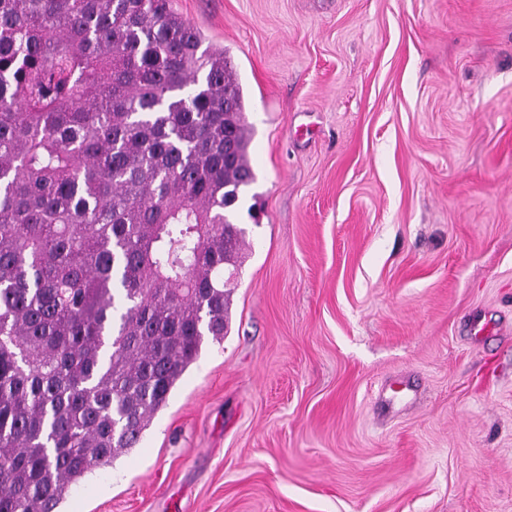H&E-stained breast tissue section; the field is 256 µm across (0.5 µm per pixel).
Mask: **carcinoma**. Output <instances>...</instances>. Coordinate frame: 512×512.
Here are the masks:
<instances>
[{
	"label": "carcinoma",
	"mask_w": 512,
	"mask_h": 512,
	"mask_svg": "<svg viewBox=\"0 0 512 512\" xmlns=\"http://www.w3.org/2000/svg\"><path fill=\"white\" fill-rule=\"evenodd\" d=\"M250 140L172 0H0V512H57L224 341Z\"/></svg>",
	"instance_id": "obj_1"
}]
</instances>
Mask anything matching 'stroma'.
I'll return each mask as SVG.
<instances>
[{
	"label": "stroma",
	"mask_w": 512,
	"mask_h": 512,
	"mask_svg": "<svg viewBox=\"0 0 512 512\" xmlns=\"http://www.w3.org/2000/svg\"><path fill=\"white\" fill-rule=\"evenodd\" d=\"M173 7L261 211L223 343L60 512H512V0Z\"/></svg>",
	"instance_id": "35a3bbf8"
}]
</instances>
